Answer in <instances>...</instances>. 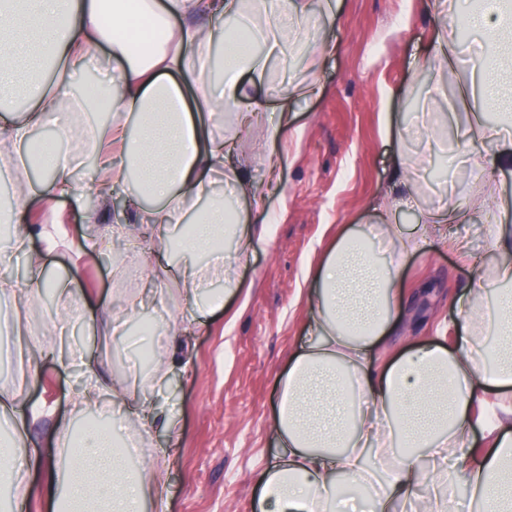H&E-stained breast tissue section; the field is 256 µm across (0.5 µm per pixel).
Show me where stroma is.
Segmentation results:
<instances>
[{
  "mask_svg": "<svg viewBox=\"0 0 512 512\" xmlns=\"http://www.w3.org/2000/svg\"><path fill=\"white\" fill-rule=\"evenodd\" d=\"M474 0H315L304 34L293 37L288 62L270 64L269 79L248 82L251 95L277 100L290 84L312 85L314 96L289 98L292 114L283 139L268 150L284 154L281 179L267 192L272 215L265 239L236 266L234 286L223 309L201 315L189 344L188 368H171L177 393L137 376L138 395L160 410L162 424L152 447L141 449V463H153L167 481L169 512H254L252 491L278 449L268 434L288 370V361L306 339L308 304L305 275L344 228L363 222L387 184L390 158L399 150L423 161L413 191L419 211L437 205L473 203L490 180L463 157L450 129L431 121L427 98L410 105L409 93L431 86V60L438 19L454 26L468 23ZM328 39L320 67L306 58ZM404 122L400 138L386 124ZM419 211L400 221L416 223ZM110 255L90 256L71 265L53 258L47 273L77 277L84 293L75 300H54L34 311L26 295L0 301V320L19 334H0V388L25 380L30 405L52 406L53 415L37 421L30 439L41 450L29 468L31 491L23 512H50L39 493L47 458L71 446L62 424L78 425L72 391L94 365L105 385L118 375L112 356L122 351L126 368H138L142 343L158 344L126 330L115 336L98 325L104 307L133 322L148 318L164 328L181 309L173 276L182 261L169 251L149 266L113 274ZM480 268L429 241L403 270L413 296L406 312L417 313L416 336L433 335L439 322L455 324L456 300L482 278ZM73 318L63 335L64 349H82L83 362L68 359L30 368L19 341L51 335L58 310Z\"/></svg>",
  "mask_w": 512,
  "mask_h": 512,
  "instance_id": "35a3bbf8",
  "label": "stroma"
}]
</instances>
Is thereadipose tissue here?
<instances>
[{
  "label": "adipose tissue",
  "mask_w": 512,
  "mask_h": 512,
  "mask_svg": "<svg viewBox=\"0 0 512 512\" xmlns=\"http://www.w3.org/2000/svg\"><path fill=\"white\" fill-rule=\"evenodd\" d=\"M310 0H6L0 5V36L9 54L23 59L24 75L0 67V99L24 89L26 109L0 115V176L5 164L28 148L33 133L53 126L55 144L86 141L103 178L102 202L131 185L126 220L101 227L85 216L86 234L75 238L64 216L38 224L30 207L55 206L79 189L73 167L56 155L40 189L16 184L11 221L12 253L28 258L24 281L0 276V298L40 294L49 257L66 249L73 260L96 254L105 240L128 237L129 250L114 256L121 272L144 266L162 249L163 229L190 223L179 247L187 263L177 279L185 316L169 324L164 355L170 366L188 362L182 346L198 313L224 305L220 292L205 293L210 278H231L238 263L261 241L271 219L264 215V192L250 175L249 159L235 153L236 134L263 127L264 140L288 129L287 109L246 96L244 73L262 75L268 58L287 57L288 34L300 29ZM238 27L263 45V53L242 48L224 26ZM146 21L162 36L148 50L125 37L126 28ZM107 49L113 78L100 84V96L84 98L74 84L89 55ZM486 100L512 112V51L492 66H473ZM229 111L232 133L213 136L207 120ZM467 154L493 172L512 171V141L499 128L471 121L457 130ZM416 159L406 152L390 160L385 192L371 206L369 223L337 235L325 258L308 270L311 314L308 340L290 359L271 436L281 450L256 488L257 512H355L349 486L373 485L372 512H451L448 486L462 483L479 495L480 512H512V226L491 227L490 257L482 267L496 285L495 296L472 288L458 303L465 333L454 347L432 336L386 355L383 341L400 332L408 259L431 239L448 246L462 262L472 253L452 228L463 223L468 206L435 209L416 233H405L396 217L417 200L408 179ZM226 172L236 195L250 198L254 223L238 225L231 255L216 249L224 232L229 200L203 205L211 176ZM40 241L42 250L32 249ZM209 255L207 265L196 256ZM110 434L86 428L76 433L78 450L66 462L48 463L42 496L52 512H167L166 480L155 467L129 471L112 432L122 431L134 414L149 446L158 420L156 406L130 387L112 389ZM23 386L0 391V475L23 483L29 465L26 428L36 422ZM405 452L373 476V456H390L395 441Z\"/></svg>",
  "instance_id": "1"
}]
</instances>
